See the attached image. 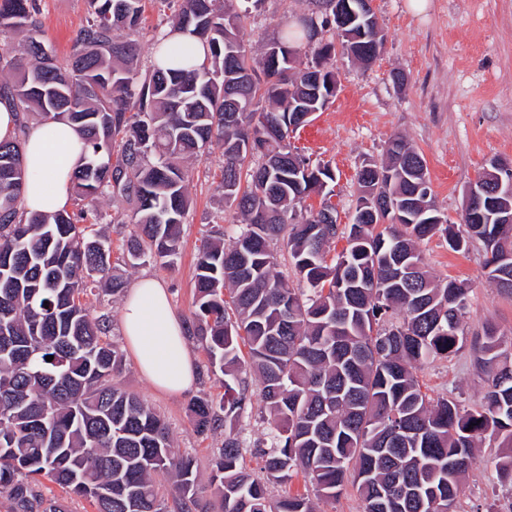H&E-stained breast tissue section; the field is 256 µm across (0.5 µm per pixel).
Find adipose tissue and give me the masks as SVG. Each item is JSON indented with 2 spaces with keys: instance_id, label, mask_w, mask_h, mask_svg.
I'll return each mask as SVG.
<instances>
[{
  "instance_id": "obj_1",
  "label": "adipose tissue",
  "mask_w": 512,
  "mask_h": 512,
  "mask_svg": "<svg viewBox=\"0 0 512 512\" xmlns=\"http://www.w3.org/2000/svg\"><path fill=\"white\" fill-rule=\"evenodd\" d=\"M0 104V141L24 133L27 178L21 191L28 211L54 213L71 203L72 177L86 153L82 136L63 119L29 123ZM121 330L142 377L169 395L190 392L197 381L196 359L188 345L186 325L174 310L164 283L145 276L128 289L121 306Z\"/></svg>"
}]
</instances>
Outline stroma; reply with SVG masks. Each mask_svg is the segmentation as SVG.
Wrapping results in <instances>:
<instances>
[{"mask_svg": "<svg viewBox=\"0 0 512 512\" xmlns=\"http://www.w3.org/2000/svg\"><path fill=\"white\" fill-rule=\"evenodd\" d=\"M384 46L369 68L342 59L337 63L339 91L334 101L294 133L292 143L312 160L330 163L335 180L328 186L338 224L351 223L359 186L358 170L380 160L386 142L404 136L424 156L439 211L459 222L464 190L491 160L512 163V0H428L413 13L409 0H371ZM313 0H260L247 26L253 51L271 40L286 17L312 15ZM85 0H40L41 38L65 57L86 23ZM404 82H397V75ZM221 152H210L186 165L193 204L182 226V249L173 266L147 261L130 268L122 263L132 224H105L112 241V264L126 284L143 276L162 279L182 317L193 308L195 258L212 225L235 235L237 218L224 207L213 173ZM419 249L431 273L453 279L469 290L463 320V346L450 357L424 362L417 372L421 389L433 400L454 398L474 408L483 401L484 380L475 364V346L485 326L512 341V295L491 284L480 243L456 253L442 235L424 239ZM199 368L192 391L168 396L156 391L125 356L116 384L155 408L166 421L175 448L195 456L198 485L210 493L211 458L224 441L223 430L201 435L189 412L193 399L221 397L224 386L208 371L202 346L191 343ZM495 441H483L478 464L460 484L454 512H512V487L499 483L486 459L503 455Z\"/></svg>", "mask_w": 512, "mask_h": 512, "instance_id": "obj_1", "label": "stroma"}]
</instances>
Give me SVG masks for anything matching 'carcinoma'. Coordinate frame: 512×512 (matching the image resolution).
I'll return each mask as SVG.
<instances>
[{
	"mask_svg": "<svg viewBox=\"0 0 512 512\" xmlns=\"http://www.w3.org/2000/svg\"><path fill=\"white\" fill-rule=\"evenodd\" d=\"M147 1L202 42V64L156 47L142 69ZM86 2V25L61 61L38 38L37 0H0V34L28 33L23 56L0 47V103L67 119L87 147L72 180L77 209L45 214L21 208L20 138L0 141V497L11 512H66L42 493L48 481L95 512H208L195 459L174 448L153 408L114 384L123 355L87 298L124 285L112 242L94 230L106 217L99 199L134 204L138 233L125 265L150 257L169 266L192 204L183 162L216 143L218 189L242 226L230 241L217 231L200 246L186 335L224 375L221 398L190 405L198 434L224 428L211 481L220 512H315L312 497L334 498L350 480L363 512H449L476 464L475 443L512 447V358L488 326L476 357L487 384L481 406L422 392L421 365L462 347L468 288L436 279L417 244L438 233L454 251L482 242L488 278L512 294V223L463 233L430 223L439 210L426 161L401 137L357 173L356 211H373L369 220L341 233L335 207L306 205L334 172L291 146L293 116L336 97L337 54L364 67L377 58L385 34L372 10L357 7L338 41L336 5L319 0L321 19L279 23L256 54L249 0ZM398 213L408 223H396ZM338 236L346 247L329 263ZM279 240L305 287L278 270ZM249 373L268 413L267 440L253 445L258 475L243 465L238 428L252 406ZM485 465L512 482V452ZM299 474L314 496L272 499ZM162 478L171 480L170 504Z\"/></svg>",
	"mask_w": 512,
	"mask_h": 512,
	"instance_id": "obj_1",
	"label": "carcinoma"
}]
</instances>
